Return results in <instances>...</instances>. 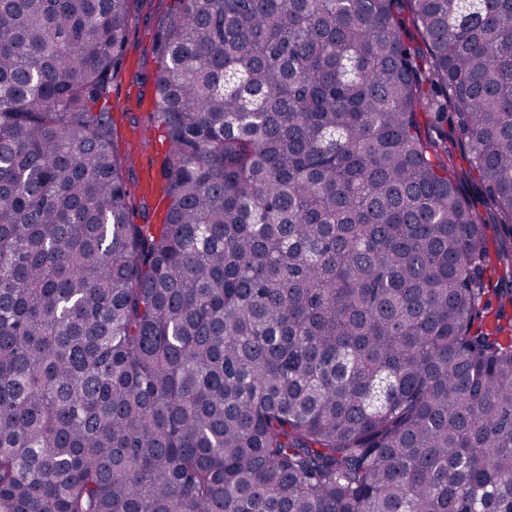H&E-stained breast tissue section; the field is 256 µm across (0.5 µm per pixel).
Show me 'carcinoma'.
Listing matches in <instances>:
<instances>
[{"instance_id": "cac0c4a2", "label": "carcinoma", "mask_w": 512, "mask_h": 512, "mask_svg": "<svg viewBox=\"0 0 512 512\" xmlns=\"http://www.w3.org/2000/svg\"><path fill=\"white\" fill-rule=\"evenodd\" d=\"M136 2L0 0V512H512V337L419 119L511 225L512 0H171L159 224L100 105ZM420 121L422 129L433 138L448 141V146L456 141L457 127L456 118L449 109L440 114H435L434 110L421 112Z\"/></svg>"}]
</instances>
